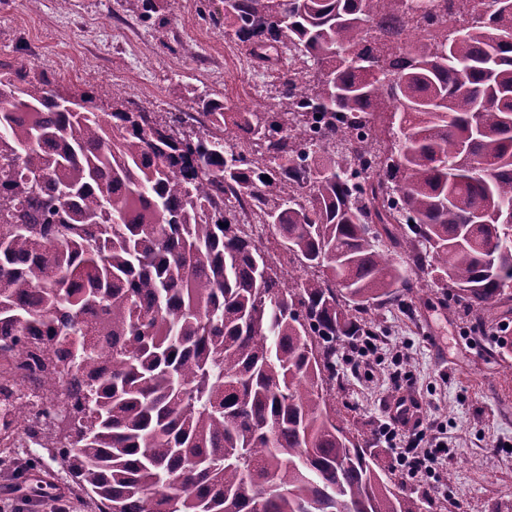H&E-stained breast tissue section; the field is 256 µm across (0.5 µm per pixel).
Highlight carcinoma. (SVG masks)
Wrapping results in <instances>:
<instances>
[{"mask_svg":"<svg viewBox=\"0 0 512 512\" xmlns=\"http://www.w3.org/2000/svg\"><path fill=\"white\" fill-rule=\"evenodd\" d=\"M412 8L235 0L225 37L297 53L262 112L189 84L195 116L99 112L0 61V394L40 403L1 443L55 449L98 512H422L328 385L336 340L419 294L413 272L478 320L507 296L512 0L406 39ZM311 111L329 121L303 139ZM374 142L389 169L356 182ZM238 189L269 239L236 232Z\"/></svg>","mask_w":512,"mask_h":512,"instance_id":"cac0c4a2","label":"carcinoma"}]
</instances>
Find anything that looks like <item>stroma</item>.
Instances as JSON below:
<instances>
[{"mask_svg":"<svg viewBox=\"0 0 512 512\" xmlns=\"http://www.w3.org/2000/svg\"><path fill=\"white\" fill-rule=\"evenodd\" d=\"M160 23H144L122 0H0V59L29 57L61 91L93 89L101 111L112 93L159 114L186 112L177 83L200 87L227 105L268 107L277 75L263 71L250 46L224 36V0H163ZM408 310L374 306L361 321L377 330L378 350L365 364L337 365L329 398L342 424L363 436L397 490L419 498L425 512H512V300L474 325L441 289L421 281ZM408 379L419 417L447 441L453 458L436 487L405 480L381 431ZM8 457L42 461L70 512L79 491L43 448H10Z\"/></svg>","mask_w":512,"mask_h":512,"instance_id":"stroma-1","label":"stroma"}]
</instances>
